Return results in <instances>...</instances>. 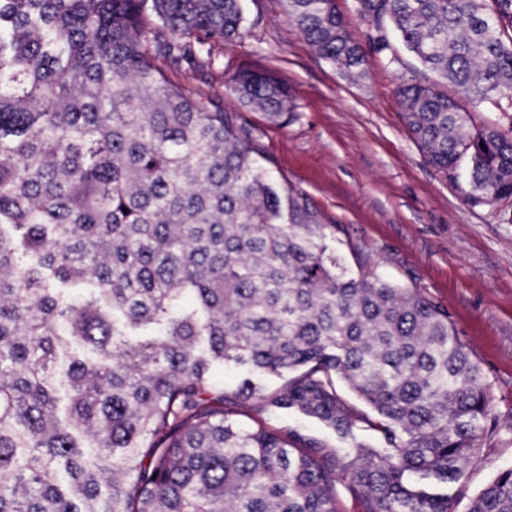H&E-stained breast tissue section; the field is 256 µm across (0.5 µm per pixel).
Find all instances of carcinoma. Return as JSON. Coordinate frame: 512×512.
<instances>
[{"instance_id":"1","label":"carcinoma","mask_w":512,"mask_h":512,"mask_svg":"<svg viewBox=\"0 0 512 512\" xmlns=\"http://www.w3.org/2000/svg\"><path fill=\"white\" fill-rule=\"evenodd\" d=\"M287 18L346 75L367 52L336 0ZM419 67L406 127L472 205L512 197V0H358ZM243 0H0V512H454L412 474L459 481L490 433L448 311L367 262L263 164L224 101L161 62L242 34ZM224 85L273 122L272 74ZM233 363L283 382L231 389ZM342 381L375 412L357 415ZM315 419L347 442L254 416ZM380 434L376 450L357 439ZM468 512H512V468Z\"/></svg>"}]
</instances>
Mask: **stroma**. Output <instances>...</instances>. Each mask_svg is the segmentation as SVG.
<instances>
[{
  "label": "stroma",
  "mask_w": 512,
  "mask_h": 512,
  "mask_svg": "<svg viewBox=\"0 0 512 512\" xmlns=\"http://www.w3.org/2000/svg\"><path fill=\"white\" fill-rule=\"evenodd\" d=\"M350 36L367 47V65L347 76L321 59L286 18L285 0H244V35L197 65H167L189 91L223 98L261 143L266 166L305 191L343 227L337 248L349 266L368 260L398 284L420 289L447 310L478 366L498 429L481 461L457 482L422 480L448 495L456 512L502 470L512 468V198L471 206L451 174L431 166L402 119L400 76L412 65L372 52L377 27L357 0H337ZM246 68L288 87L294 116L277 125L241 107L225 75Z\"/></svg>",
  "instance_id": "1"
}]
</instances>
